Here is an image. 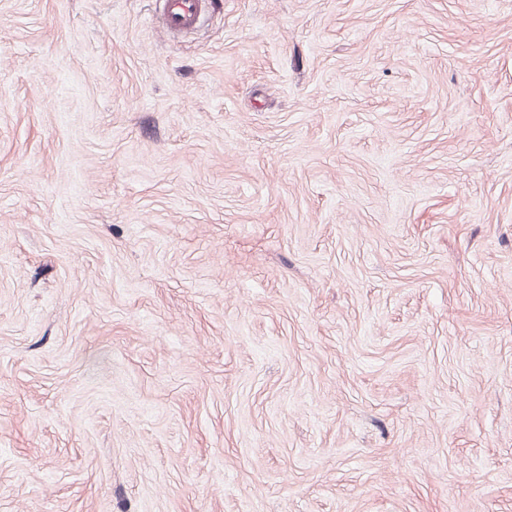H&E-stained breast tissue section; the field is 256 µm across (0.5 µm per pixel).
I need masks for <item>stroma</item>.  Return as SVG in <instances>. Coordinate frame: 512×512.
I'll return each instance as SVG.
<instances>
[{
  "label": "stroma",
  "instance_id": "stroma-1",
  "mask_svg": "<svg viewBox=\"0 0 512 512\" xmlns=\"http://www.w3.org/2000/svg\"><path fill=\"white\" fill-rule=\"evenodd\" d=\"M0 0V512H512V0ZM162 22L164 27L176 33L195 29L204 18L207 0H162Z\"/></svg>",
  "mask_w": 512,
  "mask_h": 512
}]
</instances>
